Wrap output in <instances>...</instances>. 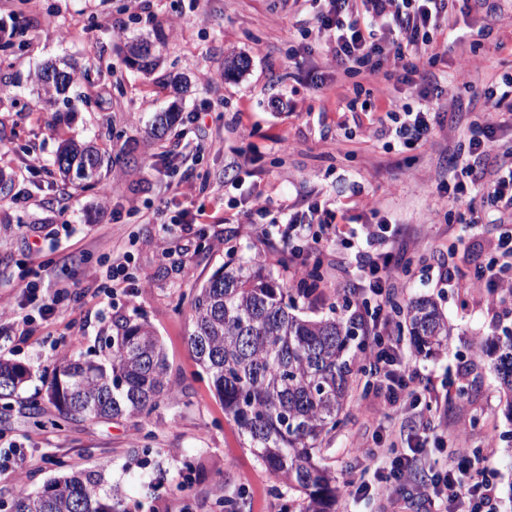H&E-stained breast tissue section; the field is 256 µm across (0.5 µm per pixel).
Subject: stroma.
<instances>
[{
  "label": "stroma",
  "mask_w": 512,
  "mask_h": 512,
  "mask_svg": "<svg viewBox=\"0 0 512 512\" xmlns=\"http://www.w3.org/2000/svg\"><path fill=\"white\" fill-rule=\"evenodd\" d=\"M494 35L503 50L488 47L468 66L472 87L461 92L425 147H390L373 114L345 107L350 83L325 63L321 42L306 39L312 27L299 0H0V24L15 28L0 42V325L6 315L34 309L24 286L38 276L42 291L60 281L73 287L51 324L0 346V357L30 366L32 376L11 409H0V447L14 446L23 464L0 475V500L36 495L63 471H102L104 491L120 490L131 512H221L218 499L245 493L249 512H287L292 496L246 448L224 415L211 382L188 344L195 288L229 256L276 269L285 244L278 227L282 205L306 208L331 202L349 228L365 234L371 204L393 219L381 248L402 254L394 298L405 304L434 299L451 330L449 345L418 354L400 332L405 367L424 378L417 403L430 441L416 467L425 478L446 464V442L489 457L497 477L493 512H512V420L506 395L488 362L469 353L474 338L512 335V301L496 312L468 283L493 256L499 227L463 232L458 207L438 180L448 160L486 119L483 88L512 66V6L503 5ZM137 38L159 40L160 63L145 74L127 66L126 46ZM305 53L306 67L290 66ZM239 56L242 71H224ZM53 63L73 72L79 97L69 112L46 105L35 70ZM175 109L183 123L161 141L148 123ZM95 142L112 156L106 184L84 187L64 179L52 162L62 140ZM137 168H129L127 153ZM272 201L265 217L250 215L251 192ZM163 208L168 229L146 217ZM206 211L204 223L193 220ZM23 224L36 241L16 233ZM129 254L138 276L132 295H105L102 270L114 255ZM324 278L321 294L299 299L308 318L346 315L347 304L365 306V275L353 250L332 243L313 252ZM147 322L159 336L169 378L184 389L180 401L146 418L71 421L57 416L46 396L53 367L63 359L105 355L104 340L120 320ZM340 424L323 442V462L344 493L335 512H377L372 496L355 494L373 481L376 436L397 434L406 451L414 423L400 407H386L379 422L365 413L364 395L376 387L362 358H355ZM37 400L44 413L29 418ZM496 437L486 448L485 435ZM163 481L152 482L156 471Z\"/></svg>",
  "instance_id": "obj_1"
}]
</instances>
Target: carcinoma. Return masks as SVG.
I'll list each match as a JSON object with an SVG mask.
<instances>
[{
	"label": "carcinoma",
	"mask_w": 512,
	"mask_h": 512,
	"mask_svg": "<svg viewBox=\"0 0 512 512\" xmlns=\"http://www.w3.org/2000/svg\"><path fill=\"white\" fill-rule=\"evenodd\" d=\"M159 57L149 45L135 43L127 63L150 73ZM61 76L49 83L47 72ZM47 102L73 85L71 73L44 66L36 73ZM176 123L173 112H158L151 134L163 138ZM111 156L73 139L62 140L55 165L63 177L96 184ZM308 299L314 288H292L261 265L231 257L196 289L191 303L188 345L212 381L224 415L236 425L258 461L303 501L301 512H332L336 478L321 462V443L339 423L349 389L347 358L358 327L342 316L320 320L295 314L293 294ZM405 322L416 348L433 349L448 341V322L435 301L419 298L405 308ZM108 354L69 360L55 367L48 401L59 422L85 419L137 418L170 404L178 391L170 383L168 363L159 337L145 322L126 320L106 340ZM492 368L512 393V336L481 338L478 357ZM30 378L25 365L0 359V407L11 408ZM102 474L87 471L51 480L34 496L18 497L11 512H129L115 490L100 493Z\"/></svg>",
	"instance_id": "1"
}]
</instances>
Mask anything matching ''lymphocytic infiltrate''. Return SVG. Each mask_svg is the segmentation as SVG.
Segmentation results:
<instances>
[{
	"label": "lymphocytic infiltrate",
	"mask_w": 512,
	"mask_h": 512,
	"mask_svg": "<svg viewBox=\"0 0 512 512\" xmlns=\"http://www.w3.org/2000/svg\"><path fill=\"white\" fill-rule=\"evenodd\" d=\"M318 38L327 47V61L352 82L351 112H373L381 127L408 150L424 146L442 122V109L459 91L469 90L463 68L438 76L434 66L450 45L466 44L477 53L490 41L501 14L493 0H305ZM482 13L479 25L460 31L459 24ZM496 123L473 121L468 141L469 164L449 163L440 189L451 203H462L461 223H502L500 208L512 206V149L496 154ZM279 233L293 255V280L303 285L309 278L306 253L325 239L352 244L355 234L342 224L337 210L314 203L306 211H289ZM370 291L378 303L354 309L353 320L371 323L374 345L368 352L370 369L391 404L421 398L422 377L401 370L402 356L390 343L393 309L390 255L369 260ZM488 306L512 298V233L499 236L496 255L474 277ZM395 486L402 500L422 501L428 512H485L494 499L495 472L486 458L463 456L430 482L416 484L411 461L400 455L378 474V494Z\"/></svg>",
	"instance_id": "obj_1"
}]
</instances>
